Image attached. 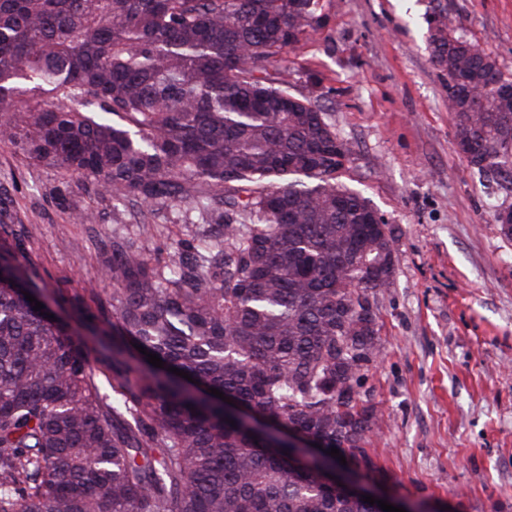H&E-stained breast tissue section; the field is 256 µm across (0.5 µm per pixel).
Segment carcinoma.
Returning <instances> with one entry per match:
<instances>
[{"label": "carcinoma", "mask_w": 512, "mask_h": 512, "mask_svg": "<svg viewBox=\"0 0 512 512\" xmlns=\"http://www.w3.org/2000/svg\"><path fill=\"white\" fill-rule=\"evenodd\" d=\"M318 6L0 0V141L57 167L62 199L90 184L147 227L196 214L163 252L112 237L109 287L81 313L92 329L112 313L110 356L0 279V512H368L211 394L368 462L381 418L358 388L381 345L364 302L392 284L393 232L368 223L370 201L339 182L345 141L283 77ZM446 31L440 12L428 46L455 137L511 191L512 79ZM18 237L0 219V257L18 260Z\"/></svg>", "instance_id": "carcinoma-1"}]
</instances>
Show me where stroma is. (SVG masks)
Here are the masks:
<instances>
[{
    "mask_svg": "<svg viewBox=\"0 0 512 512\" xmlns=\"http://www.w3.org/2000/svg\"><path fill=\"white\" fill-rule=\"evenodd\" d=\"M441 10L451 35L512 77V0H320L321 24L288 48L285 78L328 112L350 150L343 183L394 232V281L376 296L381 353L360 388L382 416L367 435L365 482L422 512H512V240L492 211L512 207V192L489 194L455 148L427 43ZM61 182L0 142L22 262L77 328L71 299L103 284L113 235L162 249L184 214L165 212L161 233L118 225L110 196L74 187L63 205ZM84 209L98 223H75Z\"/></svg>",
    "mask_w": 512,
    "mask_h": 512,
    "instance_id": "stroma-1",
    "label": "stroma"
}]
</instances>
